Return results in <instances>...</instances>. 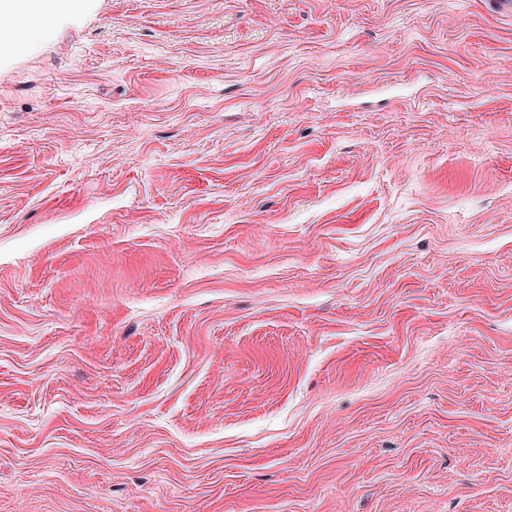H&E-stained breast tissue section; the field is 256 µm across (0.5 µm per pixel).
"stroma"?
<instances>
[{"mask_svg": "<svg viewBox=\"0 0 512 512\" xmlns=\"http://www.w3.org/2000/svg\"><path fill=\"white\" fill-rule=\"evenodd\" d=\"M5 34L0 512H512V0Z\"/></svg>", "mask_w": 512, "mask_h": 512, "instance_id": "stroma-1", "label": "stroma"}]
</instances>
